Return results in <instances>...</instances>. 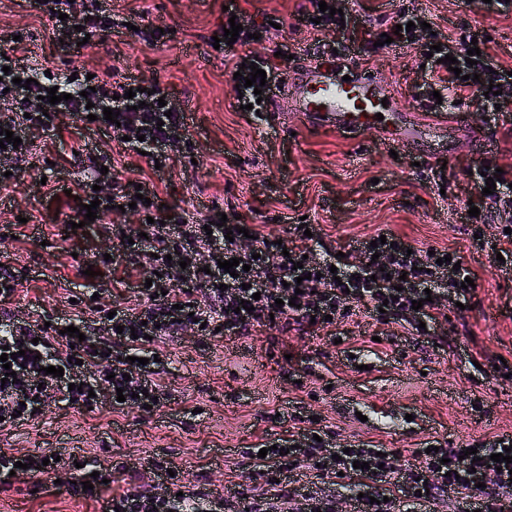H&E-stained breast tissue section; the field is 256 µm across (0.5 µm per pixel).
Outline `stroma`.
<instances>
[{
    "label": "stroma",
    "mask_w": 512,
    "mask_h": 512,
    "mask_svg": "<svg viewBox=\"0 0 512 512\" xmlns=\"http://www.w3.org/2000/svg\"><path fill=\"white\" fill-rule=\"evenodd\" d=\"M232 2L247 11L258 33L236 49V59L277 66L279 81L320 63L318 40L336 37L333 30L298 23L306 0H112L113 11L143 12L144 22L175 30V39L149 47L129 31L66 49L46 39L48 22L35 17L28 0H0V29L32 34L33 63L61 76L75 67L114 66L157 79L186 113L195 146L193 159L172 152L155 174L106 131L68 113L58 114L55 130L32 131V155L0 204V228L12 224L17 232L9 260L25 281L14 295L0 297V308L19 319L81 311L96 323L102 311L133 303L132 286L99 290L112 280L100 257L117 251V237L96 224H57L58 213L70 212L73 202L62 192L46 196L41 186L48 161L57 158L65 165L61 183L81 177L94 147L120 154L124 177L154 185L189 223L215 208L290 239L303 219L320 228L322 243L312 248L318 260L389 229L420 249L457 251L475 287L462 302L436 290L448 318L426 336L377 324L361 308L334 331L313 336L259 327L231 338L186 331L163 347L170 397L160 410L82 412L52 401L36 419L0 433V448L58 457L50 478L20 475L0 484V512H101V501L70 486L74 461L83 457L141 470L158 455L194 472L208 490L229 494L244 484L250 495L266 497L272 490L264 481L245 480L251 467L245 451L299 435L306 416L319 417L327 442L338 448L437 442L455 448L512 436V381L497 369L503 361L512 371V272H502L490 251L472 248L471 227L460 221L468 206L485 204L473 170L512 171V120L486 119L475 101L438 105L418 90L422 44L455 41L470 29L490 36L494 65L512 69V7L482 0H334L361 34L384 31L403 13L431 21V31L417 33L413 45L349 60L353 70L375 75L417 111L434 105L443 113L459 110L485 133L481 151L463 147L427 160L407 142L383 146L373 129L349 138L295 118L284 124L241 111L224 54L210 45ZM283 48L291 60L277 58Z\"/></svg>",
    "instance_id": "stroma-1"
}]
</instances>
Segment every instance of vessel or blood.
Instances as JSON below:
<instances>
[{
	"label": "vessel or blood",
	"instance_id": "b4317fda",
	"mask_svg": "<svg viewBox=\"0 0 512 512\" xmlns=\"http://www.w3.org/2000/svg\"><path fill=\"white\" fill-rule=\"evenodd\" d=\"M291 106L304 123L325 125L343 133L380 128L382 135L412 142L429 154L433 139L447 136L449 151L460 145L479 147L480 130L469 127L457 113L417 112L392 98L376 78L356 75L343 80L336 64L307 66L292 77L289 86L271 93L267 107L272 111Z\"/></svg>",
	"mask_w": 512,
	"mask_h": 512
}]
</instances>
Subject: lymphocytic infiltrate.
<instances>
[{
    "label": "lymphocytic infiltrate",
    "mask_w": 512,
    "mask_h": 512,
    "mask_svg": "<svg viewBox=\"0 0 512 512\" xmlns=\"http://www.w3.org/2000/svg\"><path fill=\"white\" fill-rule=\"evenodd\" d=\"M37 17L48 18L51 40H63L76 46L84 36L94 38L121 33L122 15L112 12L97 0H86L82 12H74L70 0H33ZM485 34L476 40H462L442 47L428 59L429 82L426 91L447 93L449 99L480 100L485 112L512 114V101L499 95H488L489 86L512 81L506 72L491 73L484 48ZM481 48L476 64L465 61L468 49ZM24 42L14 40L12 32L0 30V67L9 73L0 79V101L11 102L10 111L0 113V130L13 131L20 137L18 148H0V159L25 160L30 143L29 129L50 130L58 113H70L76 120L96 115L99 128L114 140H125L130 151H144L147 163H167L166 148L190 146L191 139L185 114L176 109L166 112L158 100L164 92L157 81H147L106 69L103 74L87 77L77 73L75 79L48 76L45 69L33 66ZM458 60L457 71H449L442 63L443 55ZM30 87H23V80ZM57 88L63 101L49 104L46 95ZM135 90L134 99H127L128 90ZM141 109H131L132 101ZM118 112L117 123L103 118L104 108ZM118 158L101 153L92 161L83 178L72 184L80 207L74 218L83 221L85 204L98 201L97 223L121 217L123 206H131L135 224L126 225L127 236L146 233L154 243L151 261L157 275L151 283L137 281L135 305L117 309L113 318H102L97 336H90L86 319L79 314L47 322L45 317L11 322L0 330V349L8 348L16 358L10 368L0 367V379L6 371L16 373L15 381L0 386V430L32 420L43 411L47 400L74 403L80 409H100L104 397L124 395L125 408L144 410L162 408L169 393L160 375L154 353L146 342H163L202 322L203 335L215 332L231 336L246 335L252 327L271 325L288 331L299 329L314 333L329 324L346 319L353 305H363L382 325H416L418 317L438 322L442 311L425 299L429 288L442 286L455 296H466L462 284L470 271L456 268L446 261L445 250L435 253L410 250L402 236L386 231V241L371 246L359 242L356 258L337 257L314 261L309 254L310 239L304 225H296V238L289 247L276 244L275 233L260 232L249 225L247 233H239L236 222H222L220 214L207 215L203 224L188 223L182 212L163 208L162 198L149 185L134 188L123 180ZM492 206L471 217L478 237L473 245L484 249L488 241L480 232L487 222L505 227L501 235V255L512 263V185L497 183L491 194ZM238 258L244 268L238 275L224 273L218 263ZM282 306H275V299ZM254 303L252 311L241 310L242 301ZM421 301L420 310H413V301ZM74 326L86 336L74 341L63 329ZM63 367V376L47 374V367ZM317 427L303 430L296 447L287 455L269 450L259 457L257 449H247L257 466L252 479H260L274 489L273 496L255 497L235 491L227 498L212 501V512H336V494L319 487L318 482L335 476L338 487L351 482L372 489L374 503L363 506V512H395L398 504H419L449 490L477 496L478 512H502L503 494L512 492V473L489 470L490 457L502 452L512 439L502 437L487 445H478L474 454L462 455L460 449L442 448L436 452L412 449L413 464L402 465L403 454L388 451L377 456L375 449L354 448L341 458H334L332 449L316 441ZM361 468H354V461ZM312 471L314 478L307 485L296 487L292 478L297 470ZM151 483L136 490L117 486L104 498L102 512H200L204 491L186 488L176 494L175 481L188 479V471L168 473L166 466L153 463Z\"/></svg>",
    "instance_id": "obj_1"
}]
</instances>
